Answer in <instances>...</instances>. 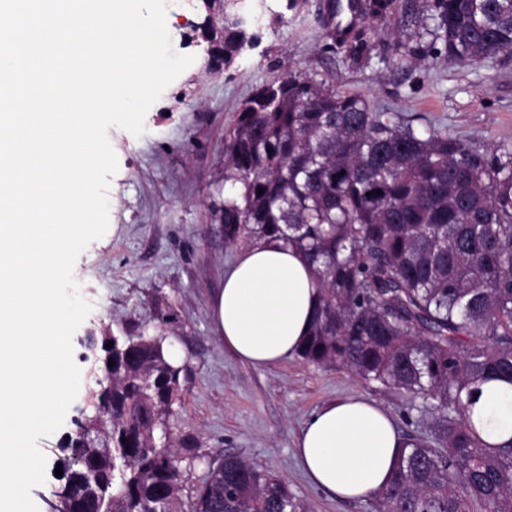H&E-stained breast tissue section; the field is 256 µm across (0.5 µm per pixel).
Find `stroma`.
Returning a JSON list of instances; mask_svg holds the SVG:
<instances>
[{"label":"stroma","instance_id":"obj_1","mask_svg":"<svg viewBox=\"0 0 512 512\" xmlns=\"http://www.w3.org/2000/svg\"><path fill=\"white\" fill-rule=\"evenodd\" d=\"M331 0H249L258 40L228 69L207 70L200 26L202 0L166 12L177 53L195 58L162 93L134 136L111 127L118 168L108 193L114 201L106 234L78 257L73 276L93 310L72 336L73 359L84 379L62 427L40 438L47 458L44 483L31 498L37 512L72 461L68 442L93 411L100 385L90 368L103 357L108 336L161 335L181 366L180 397L169 419L171 441L194 448L182 465L180 512H191L209 461L231 454L285 480L310 512H377L373 499L342 501L313 487L295 456L306 420L346 397L374 400L409 437L427 436L428 408L410 410L400 392L367 384L351 372L316 366L299 356L255 368L243 363L215 332L210 308L238 246L226 244L224 143L242 102L259 86L287 73L332 76L338 92L359 95L378 111L393 112L492 146L512 140V52L475 67L426 60L399 65L390 22L358 20L368 51L354 58L350 41L328 27Z\"/></svg>","mask_w":512,"mask_h":512}]
</instances>
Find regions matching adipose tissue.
<instances>
[{
  "instance_id": "adipose-tissue-1",
  "label": "adipose tissue",
  "mask_w": 512,
  "mask_h": 512,
  "mask_svg": "<svg viewBox=\"0 0 512 512\" xmlns=\"http://www.w3.org/2000/svg\"><path fill=\"white\" fill-rule=\"evenodd\" d=\"M319 290L308 261L276 242L245 247L224 272L212 321L226 348L255 367L300 350L315 321ZM469 418L484 441H512V384L484 385ZM407 442L375 402L351 397L317 410L303 428L296 454L310 482L342 500L376 495L389 482Z\"/></svg>"
}]
</instances>
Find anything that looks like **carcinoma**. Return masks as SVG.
<instances>
[{
	"mask_svg": "<svg viewBox=\"0 0 512 512\" xmlns=\"http://www.w3.org/2000/svg\"><path fill=\"white\" fill-rule=\"evenodd\" d=\"M207 66L255 42L239 0H202ZM389 0L363 15L386 17ZM400 60L439 50L474 66L512 51V0H398ZM262 194H257L258 188ZM224 241H276L313 265L320 299L299 356L432 409L403 448L378 512H512V445L485 444L467 414L488 381L512 382V141L486 149L379 112L333 80L290 73L243 102L225 139ZM114 365L69 439L81 463L48 505L68 512H177L178 451L157 437L181 368L165 337H112ZM192 512H308L288 484L245 460L210 463Z\"/></svg>",
	"mask_w": 512,
	"mask_h": 512,
	"instance_id": "cac0c4a2",
	"label": "carcinoma"
}]
</instances>
